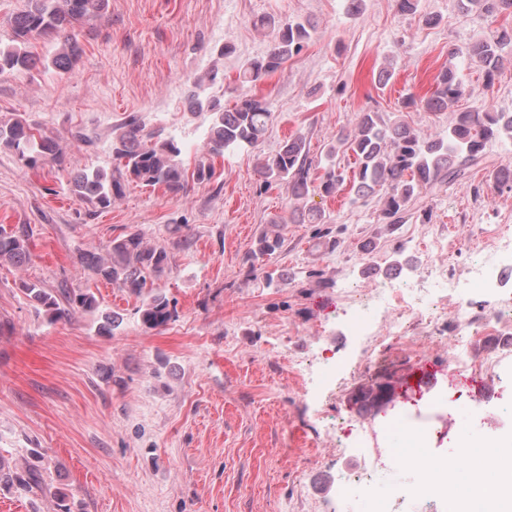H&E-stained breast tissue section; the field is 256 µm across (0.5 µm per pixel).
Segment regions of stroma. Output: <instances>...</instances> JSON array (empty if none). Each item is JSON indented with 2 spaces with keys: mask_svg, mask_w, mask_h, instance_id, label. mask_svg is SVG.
I'll list each match as a JSON object with an SVG mask.
<instances>
[{
  "mask_svg": "<svg viewBox=\"0 0 512 512\" xmlns=\"http://www.w3.org/2000/svg\"><path fill=\"white\" fill-rule=\"evenodd\" d=\"M419 10L438 25L399 14L394 0H365L357 16L348 0H108L107 21L81 31L72 72L0 75V121L23 119L63 149L61 164L31 170L0 148V225L27 229L31 251L25 267L0 265V458L45 478L41 488L0 487V512H55L60 491L79 512H323L336 496H319L315 477L359 464L337 457L336 443L384 450L389 423L407 413L425 422L437 412L461 416L458 431L429 434L430 452L442 458L464 443H512V356L498 368L491 410L469 404L468 381L444 375L425 394L388 403L366 438L336 433L337 415L356 413L355 389L414 379L405 350L376 354L365 337L347 335L339 322L346 292L417 279L422 243L444 238L458 244L449 272L460 281L445 312L467 304L482 313L468 266L490 236L512 230V192L481 201L470 185L453 184L424 194L406 223L383 224L377 199L352 205L343 190L312 199L330 225L292 224L294 200L285 188H263L256 170L259 156L297 132L320 155L367 107L437 138L453 113L512 112L511 53L490 86L476 64L448 59L450 46L512 26V15L480 19L457 0H419ZM290 17L312 18L318 31L258 86L273 123L257 148L216 159L210 181L178 195L131 183L102 207L68 192L77 172L111 168L112 129L132 112L175 135L184 167L195 170L209 122L189 99L196 79L214 76L209 95L233 106L240 66L270 45L259 20ZM388 60L396 74L381 87L374 76ZM450 63L463 97L438 114L402 109L405 96L430 93ZM79 128L93 140L71 144ZM275 216L286 220L281 248L253 258ZM128 230L167 250L154 284L176 309L166 326L146 327L140 298L81 261ZM26 281L90 291L99 309L49 322L23 293ZM105 311L123 317L110 332L100 327ZM329 357L335 383L306 393L299 362L317 370ZM417 479L409 469L377 473L351 505L373 512Z\"/></svg>",
  "mask_w": 512,
  "mask_h": 512,
  "instance_id": "1",
  "label": "stroma"
}]
</instances>
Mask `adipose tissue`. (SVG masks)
Instances as JSON below:
<instances>
[{"mask_svg": "<svg viewBox=\"0 0 512 512\" xmlns=\"http://www.w3.org/2000/svg\"><path fill=\"white\" fill-rule=\"evenodd\" d=\"M449 498L456 503V512H467L471 499L482 500L488 512H512V466H500L494 476H487L483 461L473 457L465 490L450 489Z\"/></svg>", "mask_w": 512, "mask_h": 512, "instance_id": "adipose-tissue-1", "label": "adipose tissue"}]
</instances>
